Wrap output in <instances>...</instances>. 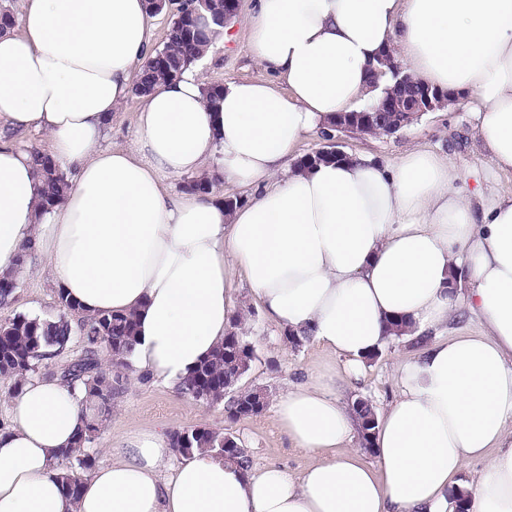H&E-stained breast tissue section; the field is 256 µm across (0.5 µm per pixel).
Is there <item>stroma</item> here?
<instances>
[{
  "label": "stroma",
  "instance_id": "obj_1",
  "mask_svg": "<svg viewBox=\"0 0 512 512\" xmlns=\"http://www.w3.org/2000/svg\"><path fill=\"white\" fill-rule=\"evenodd\" d=\"M233 40H215L197 67L210 83L259 80L262 70L253 62L248 49V33L237 28ZM472 113L446 108L424 113L413 124L391 135H363L339 132L335 140L350 155L372 152L386 160L398 159L409 150H429L450 155L465 194L474 191L512 195V173L497 171L474 136ZM240 308V328L252 342L256 358L245 377L250 387H261L269 394L270 406L254 419L229 422L220 405L207 406L180 396L170 381L128 378L124 392L112 402V412L104 422L93 451L97 464L111 460V449L125 433L135 429L157 428L166 434L205 425L221 433L238 436L251 453L253 464L275 466L292 473L309 462L307 454L291 448L287 436L274 422L273 405L290 386L327 381L333 384L344 403L357 398L371 401L376 412H383L396 396L403 364L414 361L420 349L411 338L394 339L383 347L379 358L361 362L355 372H347L341 358L315 345L291 347L283 341L282 330L267 319L252 299L246 285L235 291ZM57 290L49 277L32 267L24 271L9 306H0V318L14 313L53 312Z\"/></svg>",
  "mask_w": 512,
  "mask_h": 512
}]
</instances>
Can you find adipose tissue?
<instances>
[{
  "mask_svg": "<svg viewBox=\"0 0 512 512\" xmlns=\"http://www.w3.org/2000/svg\"><path fill=\"white\" fill-rule=\"evenodd\" d=\"M21 2L19 28L0 33V131L48 133L71 179L42 213L29 154L0 145V274L26 250L85 314H135V376L177 383L209 356L238 313L239 273L268 318L353 366L396 318L417 336L463 308L482 330L403 369L374 463L353 452L357 419L334 387L297 385L275 417L313 457L299 474L202 451L167 474L168 437L135 430L75 500L57 463L84 424L81 396L32 379L0 429V512H453L458 497L512 512V195L471 201L450 157L427 151L288 163L304 134L376 103L389 53L475 107L484 150L512 171V0H255L243 23L264 79L212 102L188 68L143 97L130 150L98 142L149 52L144 0ZM202 173L246 202L174 190Z\"/></svg>",
  "mask_w": 512,
  "mask_h": 512,
  "instance_id": "obj_1",
  "label": "adipose tissue"
}]
</instances>
